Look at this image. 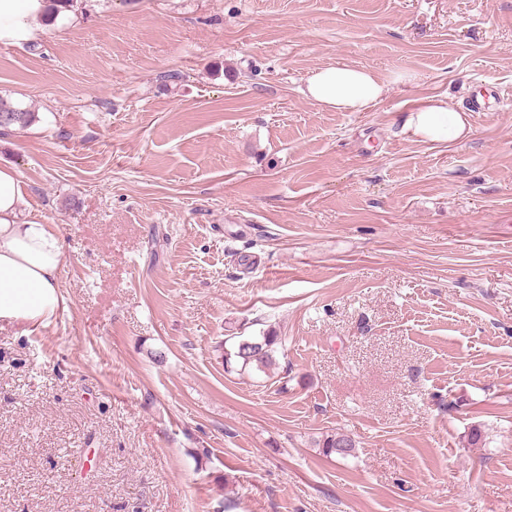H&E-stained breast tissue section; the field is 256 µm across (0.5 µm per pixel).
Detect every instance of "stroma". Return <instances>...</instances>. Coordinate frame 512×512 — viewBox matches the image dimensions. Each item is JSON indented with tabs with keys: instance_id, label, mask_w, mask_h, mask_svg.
Segmentation results:
<instances>
[{
	"instance_id": "stroma-1",
	"label": "stroma",
	"mask_w": 512,
	"mask_h": 512,
	"mask_svg": "<svg viewBox=\"0 0 512 512\" xmlns=\"http://www.w3.org/2000/svg\"><path fill=\"white\" fill-rule=\"evenodd\" d=\"M79 6L0 42V166L67 253L0 323V512H512V0ZM337 63L381 101L308 100ZM435 95L469 137L405 129ZM384 90V80L371 68L336 64L310 73L305 93L327 109L364 112L382 99ZM0 117L4 122L0 124L3 129L26 128L36 120L35 112L20 105H12L0 100ZM14 119V120H12ZM227 346V342L234 339ZM278 336L271 330L262 331L259 336H232L224 341V368L233 369L236 365L240 371L255 367L265 372L276 364V345ZM319 445L326 457L333 454L341 457L351 456L356 448L355 440L351 436L339 432L327 434Z\"/></svg>"
}]
</instances>
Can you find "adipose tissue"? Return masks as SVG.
<instances>
[{"instance_id":"ef3b65f1","label":"adipose tissue","mask_w":512,"mask_h":512,"mask_svg":"<svg viewBox=\"0 0 512 512\" xmlns=\"http://www.w3.org/2000/svg\"><path fill=\"white\" fill-rule=\"evenodd\" d=\"M76 9L49 0H0V42L34 40L46 25L62 27ZM384 80L371 68L338 64L310 73L306 94L339 112H364L376 105ZM407 129L425 141L454 142L470 132L464 113L433 96L411 110ZM25 205L17 172L0 167V322L31 326L48 323L65 305L59 280L66 262L63 237L54 224L21 221Z\"/></svg>"}]
</instances>
